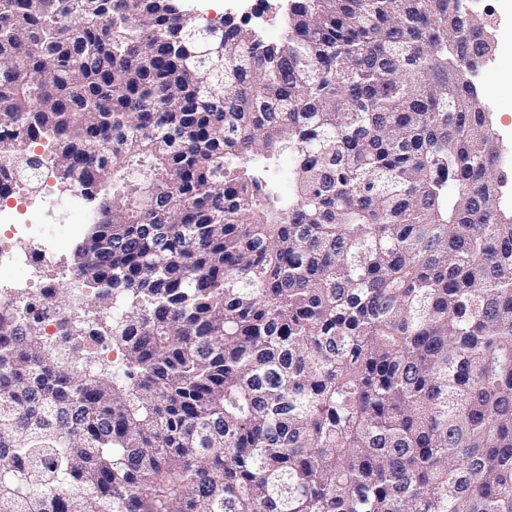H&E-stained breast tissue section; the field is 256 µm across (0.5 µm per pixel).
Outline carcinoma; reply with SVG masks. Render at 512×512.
<instances>
[{"instance_id": "obj_1", "label": "carcinoma", "mask_w": 512, "mask_h": 512, "mask_svg": "<svg viewBox=\"0 0 512 512\" xmlns=\"http://www.w3.org/2000/svg\"><path fill=\"white\" fill-rule=\"evenodd\" d=\"M299 2L273 45L175 0H0V182L45 141L92 204L89 319L0 306V512H512L478 40L461 0Z\"/></svg>"}]
</instances>
